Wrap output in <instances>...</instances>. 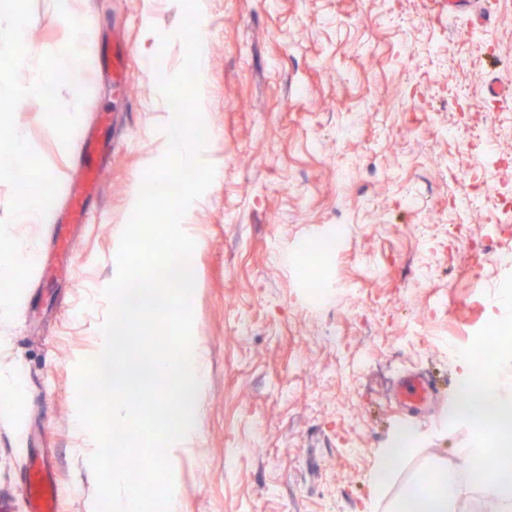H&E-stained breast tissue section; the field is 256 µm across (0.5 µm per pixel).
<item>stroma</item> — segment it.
Returning <instances> with one entry per match:
<instances>
[{"instance_id": "1", "label": "stroma", "mask_w": 512, "mask_h": 512, "mask_svg": "<svg viewBox=\"0 0 512 512\" xmlns=\"http://www.w3.org/2000/svg\"><path fill=\"white\" fill-rule=\"evenodd\" d=\"M67 8L96 21L81 38L79 124L114 148L95 222L10 227L45 263L0 321V372L19 388L0 409V512H28L34 459L54 464L60 512H88L96 494L75 370L98 342L131 186L167 149L157 76L185 55L176 0ZM205 32L203 157L216 176L182 228L196 242L193 342L208 377L198 435L172 462L176 512H387L425 463L459 464L468 445V426L442 423L463 371L417 324L448 339L485 326L484 300L512 275L496 261L512 254V168L493 161L512 156V96L474 105L486 82L512 89V0L454 15L446 0H207ZM69 33L55 0H33L32 57ZM116 38L132 49L119 83L99 66ZM27 103L16 127L59 183L51 213L67 212L82 143L62 144L42 103ZM334 232L331 293L310 310L295 254ZM410 372L439 390L421 414L396 399ZM404 424L421 445L375 497L379 453Z\"/></svg>"}]
</instances>
